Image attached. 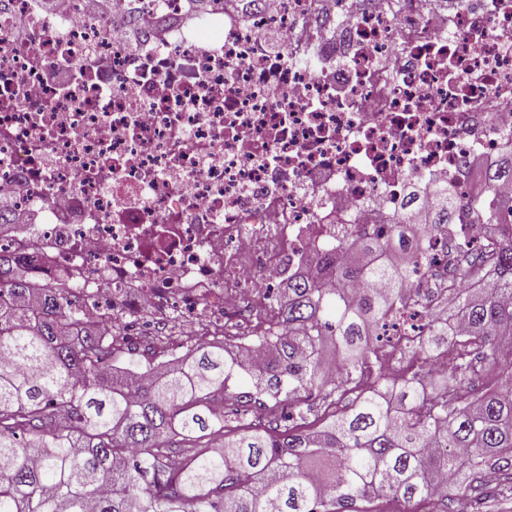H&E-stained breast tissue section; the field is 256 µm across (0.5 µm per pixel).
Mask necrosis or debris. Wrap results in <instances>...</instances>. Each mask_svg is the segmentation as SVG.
Returning a JSON list of instances; mask_svg holds the SVG:
<instances>
[{
    "label": "necrosis or debris",
    "instance_id": "necrosis-or-debris-1",
    "mask_svg": "<svg viewBox=\"0 0 512 512\" xmlns=\"http://www.w3.org/2000/svg\"><path fill=\"white\" fill-rule=\"evenodd\" d=\"M494 2L0 0V244L107 326L176 307L186 336L392 217L447 268L512 229L427 221L512 150Z\"/></svg>",
    "mask_w": 512,
    "mask_h": 512
}]
</instances>
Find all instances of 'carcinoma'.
Instances as JSON below:
<instances>
[{"label": "carcinoma", "mask_w": 512, "mask_h": 512, "mask_svg": "<svg viewBox=\"0 0 512 512\" xmlns=\"http://www.w3.org/2000/svg\"><path fill=\"white\" fill-rule=\"evenodd\" d=\"M502 178L512 153L484 171L473 202ZM461 205L440 192L430 223ZM501 212L512 217V199L480 209L491 224ZM420 243L394 221L324 248L316 264L336 287L286 282L274 332L252 337L270 351L259 368L220 341L157 362L100 332L107 314L88 316L78 287L34 278L0 246V512H363L378 497L482 512L486 474L512 492V234L457 256L453 274L477 287L436 302L404 293ZM390 345L416 366L400 381L380 360ZM448 355L453 368L436 370ZM366 374L369 387L318 431L246 421L250 406L325 403ZM217 398L235 406L236 429L224 430ZM176 437L213 445L175 455Z\"/></svg>", "instance_id": "cac0c4a2"}]
</instances>
